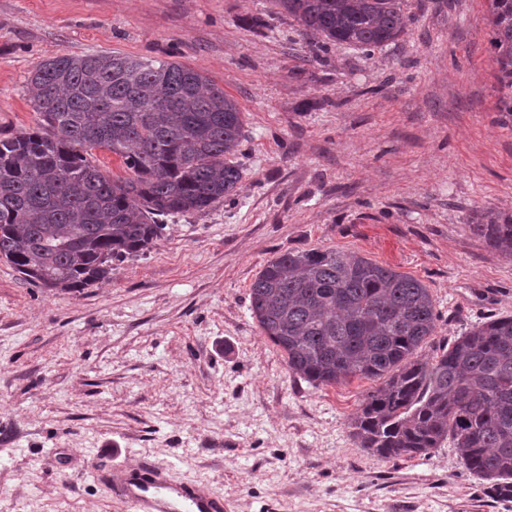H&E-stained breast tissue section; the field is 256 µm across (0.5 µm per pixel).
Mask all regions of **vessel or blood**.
<instances>
[{"label":"vessel or blood","mask_w":512,"mask_h":512,"mask_svg":"<svg viewBox=\"0 0 512 512\" xmlns=\"http://www.w3.org/2000/svg\"><path fill=\"white\" fill-rule=\"evenodd\" d=\"M97 479L125 504L128 512H224V500L208 482L173 481L154 462L100 466Z\"/></svg>","instance_id":"b4317fda"}]
</instances>
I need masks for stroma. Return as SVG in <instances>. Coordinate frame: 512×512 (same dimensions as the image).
<instances>
[{
  "instance_id": "1",
  "label": "stroma",
  "mask_w": 512,
  "mask_h": 512,
  "mask_svg": "<svg viewBox=\"0 0 512 512\" xmlns=\"http://www.w3.org/2000/svg\"><path fill=\"white\" fill-rule=\"evenodd\" d=\"M489 6L404 0L406 33L367 53L267 0H0V131L35 126L37 66L87 53L196 69L244 121L236 195L165 217L111 279L48 290L0 259V512H125L94 469L143 456L207 479L227 512H512L452 444L358 448L349 422L375 381L291 375L249 310L276 255L337 249L429 289L422 358L512 315V259L471 229L512 217Z\"/></svg>"
}]
</instances>
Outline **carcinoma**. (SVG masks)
<instances>
[{"label": "carcinoma", "mask_w": 512, "mask_h": 512, "mask_svg": "<svg viewBox=\"0 0 512 512\" xmlns=\"http://www.w3.org/2000/svg\"><path fill=\"white\" fill-rule=\"evenodd\" d=\"M327 43L364 52L394 42L410 22L403 0H269ZM499 110L512 113V0H490ZM39 120L0 134V259L42 288L79 291L112 262L147 250L159 216L203 213L241 180L237 101L176 62L120 53L53 58L28 80ZM101 147L130 178L88 159ZM473 229L512 257V219ZM250 310L315 387L351 377L380 382L351 421L359 447L413 458L452 442L489 492L512 499V316L479 324L432 359L418 358L439 315L417 279L341 251L292 250L252 283Z\"/></svg>", "instance_id": "carcinoma-1"}]
</instances>
